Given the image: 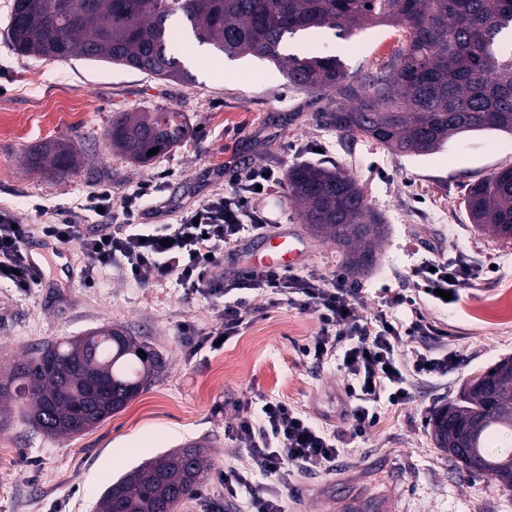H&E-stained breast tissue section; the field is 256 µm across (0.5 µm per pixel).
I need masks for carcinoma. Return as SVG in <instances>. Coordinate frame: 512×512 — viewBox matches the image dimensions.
I'll use <instances>...</instances> for the list:
<instances>
[{
    "label": "carcinoma",
    "mask_w": 512,
    "mask_h": 512,
    "mask_svg": "<svg viewBox=\"0 0 512 512\" xmlns=\"http://www.w3.org/2000/svg\"><path fill=\"white\" fill-rule=\"evenodd\" d=\"M404 28L405 46L380 65L368 84L354 81L335 56L285 53L299 34L331 30L348 38L364 27ZM9 37L23 56L122 65L164 80L190 72L171 45L191 37L236 60L265 58L288 84L336 101L327 124L363 134L390 150L431 154L472 132L512 135V0H13ZM352 98L346 106L341 98ZM190 134L181 112H127L108 136L120 156L151 160ZM76 148L49 141L29 166L66 173ZM286 191L303 223L334 241L356 271L373 257L382 220L355 178L303 163L286 175ZM466 207L472 222L512 238V167L475 183ZM164 368L162 358L122 328H105L50 344L24 358L0 380V406L23 405L29 422L51 436L82 433L113 414ZM482 388L465 385L459 401L434 418L437 447L455 451L465 426L477 458L472 474L490 472L512 488V455L492 456L488 442L512 436V357L483 374ZM198 444L161 454L123 473L103 493L96 512H176L194 497L207 467Z\"/></svg>",
    "instance_id": "1"
}]
</instances>
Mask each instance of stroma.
<instances>
[{
    "mask_svg": "<svg viewBox=\"0 0 512 512\" xmlns=\"http://www.w3.org/2000/svg\"><path fill=\"white\" fill-rule=\"evenodd\" d=\"M12 0H0V208L34 221L39 202L53 209L82 203L96 184L112 186V202L138 182L162 179L151 221L165 224L225 190L236 172L266 164L287 172L302 162L348 171L381 216L385 237L372 263L353 278L364 290L360 311L372 315L397 294L415 295L432 335L410 338L406 352L449 351L456 363L442 379L414 378L412 398L384 408L373 432L350 438L343 416L344 374L337 360L317 364L298 348L318 330L314 316L287 307L250 315L223 347H195L197 333L216 327L215 305L189 298L175 283L138 288L106 273L99 286L80 282V256L62 247L42 285L25 294L0 285V375L23 355L63 337L116 325L167 362L126 407L84 433L51 438L22 417L20 403L0 410V512H95L103 491L126 470L190 443L207 446L211 467L247 471L248 456L225 438L238 404L284 401L334 433L345 453L335 474H310L296 484L318 512H346L347 498L399 497L406 512H512V489L489 473L473 475L437 448L430 418L457 401L463 384L512 357V239L472 224L463 201L475 182L512 166V136L479 133L452 138L425 156L391 153L372 138L345 136L325 124V95L289 86L271 62L231 61L196 42L179 41L191 82L166 81L99 62L17 54L9 40ZM401 28L371 25L346 39L306 38L299 53L341 59L360 78L401 47ZM79 93L88 111H52ZM184 113L185 141L138 164L114 153L107 131L125 112ZM79 146L83 162L58 176L31 168L26 157L43 142ZM268 223L305 234L285 186L258 201ZM457 257L480 268L458 303L442 306L417 291L414 269L425 260Z\"/></svg>",
    "mask_w": 512,
    "mask_h": 512,
    "instance_id": "1",
    "label": "stroma"
}]
</instances>
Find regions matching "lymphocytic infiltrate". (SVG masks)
<instances>
[{
  "label": "lymphocytic infiltrate",
  "instance_id": "lymphocytic-infiltrate-1",
  "mask_svg": "<svg viewBox=\"0 0 512 512\" xmlns=\"http://www.w3.org/2000/svg\"><path fill=\"white\" fill-rule=\"evenodd\" d=\"M279 182L274 169L262 165L234 174L223 194L183 212L174 224L148 221L153 199L161 191L157 180L137 183L117 206L107 184L93 187L83 203L68 212L50 214L44 205H35L39 218L35 224L21 223L13 210L0 208V283L25 293L38 287L40 280L27 264V249L40 235L78 248L85 287H95L100 275L110 272L140 288L172 281L186 295L209 303L222 301L218 328L204 336L208 342L237 335L247 316L255 313L252 300L256 297L272 307L285 305L314 315L318 331L299 352L319 362L341 357L350 432L355 438L367 436L380 421L379 402L398 406L410 401L409 372L445 376L453 357L418 352L408 364L400 358L408 338L431 331L411 299L394 298L391 309L368 318L357 312L361 288L342 275L328 281L313 271L299 274L252 266L225 275V251L244 236L258 237L268 231L255 202L261 191ZM97 211L104 222L89 227L86 215ZM415 276L422 293L431 296L441 289L456 298L475 272L458 261H438L420 264ZM399 307L411 309L409 319L396 315ZM227 434L237 448L246 451L249 468L244 473L221 471L217 486L199 491L198 497L205 501L216 494L228 501L242 500L249 512H288L294 478L335 472L343 453L334 435L272 398L257 411L247 403L238 405Z\"/></svg>",
  "mask_w": 512,
  "mask_h": 512
}]
</instances>
